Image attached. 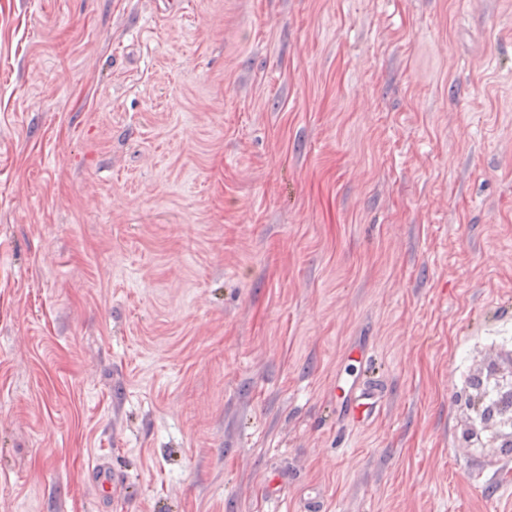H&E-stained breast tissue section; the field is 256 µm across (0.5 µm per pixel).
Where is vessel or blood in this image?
<instances>
[{
  "instance_id": "b4317fda",
  "label": "vessel or blood",
  "mask_w": 512,
  "mask_h": 512,
  "mask_svg": "<svg viewBox=\"0 0 512 512\" xmlns=\"http://www.w3.org/2000/svg\"><path fill=\"white\" fill-rule=\"evenodd\" d=\"M349 358L355 370L349 374H337L336 416L350 424L369 423L378 419L384 410L385 393L381 386L368 383L366 373L374 356L367 346L352 350ZM291 477L287 468L280 467L268 474L265 484V495L274 512L282 506L280 494L287 489ZM90 478L99 492V504L103 512H108L112 503V492L115 488L116 476L110 466L98 462L90 469Z\"/></svg>"
}]
</instances>
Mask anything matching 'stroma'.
Returning a JSON list of instances; mask_svg holds the SVG:
<instances>
[{
    "mask_svg": "<svg viewBox=\"0 0 512 512\" xmlns=\"http://www.w3.org/2000/svg\"><path fill=\"white\" fill-rule=\"evenodd\" d=\"M491 373L512 0H0V512H512ZM348 361L355 367L354 373L336 374V419L350 424L370 423L378 419L384 410L385 393L381 386L368 384L366 372L374 356L366 345L352 350ZM476 386L480 390V396L472 405L478 412L480 423L509 428L506 446L511 448L512 406L505 404V401L510 400L512 396V375L509 379H499L490 375L485 380L479 379ZM90 478L93 485L99 491L100 506L103 510L109 509L116 482V475L112 473V468L104 462H96L91 466ZM272 472L273 473L268 474L266 479V501H269L273 510L279 511L282 506L280 493L288 488V481L291 478V473L288 471L287 466L274 469Z\"/></svg>",
    "mask_w": 512,
    "mask_h": 512,
    "instance_id": "stroma-1",
    "label": "stroma"
}]
</instances>
